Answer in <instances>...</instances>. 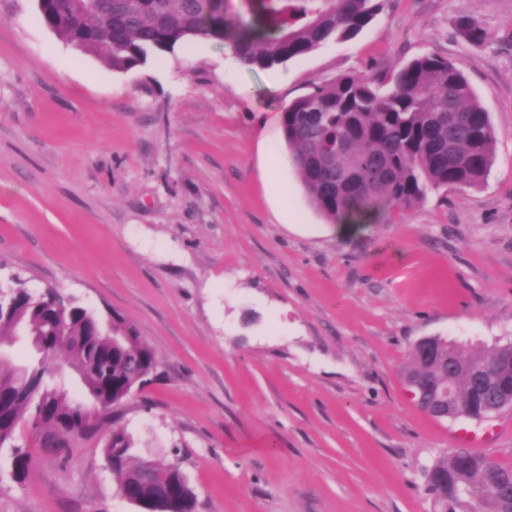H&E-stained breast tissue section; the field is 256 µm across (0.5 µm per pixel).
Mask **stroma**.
Segmentation results:
<instances>
[{"instance_id":"35a3bbf8","label":"stroma","mask_w":512,"mask_h":512,"mask_svg":"<svg viewBox=\"0 0 512 512\" xmlns=\"http://www.w3.org/2000/svg\"><path fill=\"white\" fill-rule=\"evenodd\" d=\"M477 18L476 48L455 29ZM512 0H387L354 39L271 69L198 40L120 74L0 0V284L133 323L160 375L115 413L133 458L178 463L197 512H431L423 471L465 448L512 465V409L423 412L414 345L512 341ZM434 53L495 129L477 188L347 232L308 199L283 108L350 72ZM0 452V512H138L103 435ZM455 26L457 34L474 47H486L492 40L482 24L471 16L459 17Z\"/></svg>"}]
</instances>
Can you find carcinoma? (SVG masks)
Masks as SVG:
<instances>
[{"label":"carcinoma","mask_w":512,"mask_h":512,"mask_svg":"<svg viewBox=\"0 0 512 512\" xmlns=\"http://www.w3.org/2000/svg\"><path fill=\"white\" fill-rule=\"evenodd\" d=\"M102 14L81 0H46L45 26L66 42L81 37L82 50L126 72L146 63L158 50H172L200 38L229 44L244 65L270 69L331 43L354 39L382 11L385 0H256L253 18L224 17L218 0H102ZM457 34L477 48L492 36L471 16L456 21ZM290 157L315 209L332 224L360 228L390 211L422 201L431 189L472 188L487 176L495 133L489 114L464 75L447 59L420 55L398 70L372 76L349 73L293 100L281 112ZM12 312L0 313V341L13 336V316L26 320L45 338L50 356L67 354L88 400L76 397L51 375L50 366L33 367L32 383L18 391L15 369L0 365V449L18 427L45 432L65 448L73 438L99 431L111 413L98 405L121 406L124 385L149 384L158 377L151 348L136 328L115 315L102 321L58 293L34 294L13 288ZM501 349L500 377L512 380V348L496 343L472 350L454 340L427 358L412 352L404 374L433 384L464 408L469 418L486 419V394L476 383L485 360ZM132 436L122 428L106 438L103 453L112 464L120 491L150 502L160 487L180 486L179 472L150 460L131 462ZM152 467L156 480L139 479ZM426 485L432 512H497L512 507L503 500L496 476L512 474L485 455L458 448L431 466Z\"/></svg>","instance_id":"cac0c4a2"}]
</instances>
